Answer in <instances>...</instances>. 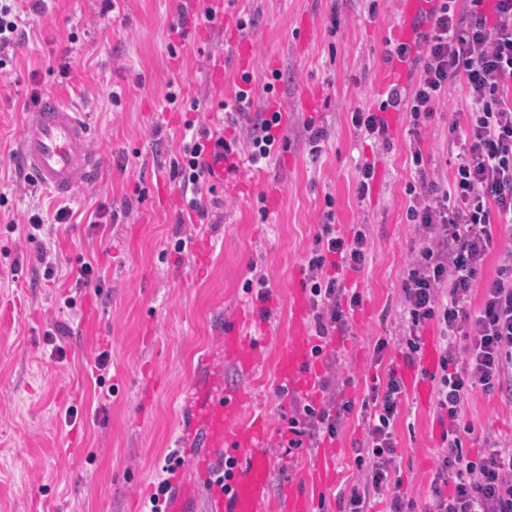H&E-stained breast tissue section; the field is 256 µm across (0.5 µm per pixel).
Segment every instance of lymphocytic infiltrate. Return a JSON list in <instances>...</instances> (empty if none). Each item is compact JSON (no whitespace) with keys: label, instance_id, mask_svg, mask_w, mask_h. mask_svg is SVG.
Masks as SVG:
<instances>
[{"label":"lymphocytic infiltrate","instance_id":"1","mask_svg":"<svg viewBox=\"0 0 512 512\" xmlns=\"http://www.w3.org/2000/svg\"><path fill=\"white\" fill-rule=\"evenodd\" d=\"M389 56L418 67L420 75L410 87L392 85L377 110L354 111L351 120L359 131L388 140L390 112L405 114L411 128H418L447 100L459 78L470 101L463 132L448 138L459 159L450 188L430 180L421 149L411 154L418 189L407 219L416 224L425 244L411 258L402 286L404 358L408 366L416 365L423 329L437 323L443 341L438 366L421 375L432 383L437 415L447 422L424 512H512V444L488 441L483 454L472 460L463 454L460 427L464 403L475 388L505 391L512 401V249L505 251L496 276L483 288L479 308L470 307L497 231L512 237V103L506 93L512 80V0H433L414 40L397 42ZM281 121V112H266L242 138L231 140L186 121L191 140L173 161L171 175L199 220L209 216L202 189L215 179L225 151L244 146L252 164L269 162L283 130ZM211 143L216 146L212 152L207 149ZM369 252L364 232L348 240L325 224L316 234L304 281L317 338L311 356L323 353V340L346 331L360 306L362 296L347 287L346 275L360 272ZM342 384L339 378L320 380L325 396L320 404L304 403L290 417L288 447H302L304 437L315 433L337 436L355 406ZM404 391L402 374L389 369L366 415L356 458L365 475L347 494V512H369L371 498L385 493L389 512H415L413 499L389 492Z\"/></svg>","mask_w":512,"mask_h":512}]
</instances>
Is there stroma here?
<instances>
[{
    "label": "stroma",
    "mask_w": 512,
    "mask_h": 512,
    "mask_svg": "<svg viewBox=\"0 0 512 512\" xmlns=\"http://www.w3.org/2000/svg\"><path fill=\"white\" fill-rule=\"evenodd\" d=\"M400 3L48 0L44 14L24 15L29 43L8 58L0 80V512H146L174 451L182 388L197 375L213 387L249 389L252 408L268 416L272 492L298 482L300 468L318 466L325 438L290 454L280 446L295 405L277 394V361L294 336L292 305L307 253L328 220L346 237L366 225L371 242L364 269L347 275L362 303L348 332L333 336V359L319 361L326 376L331 360L341 361L352 380L345 392L357 403L331 442L335 480L317 502V512H345L344 494L360 475L354 446L365 430L362 403L388 361L402 359V280L424 245L406 219L410 155L421 147L431 176L451 182L448 128L465 125L468 111L460 82L421 134L399 115L386 146L353 126L352 112L377 109L394 82L386 49L403 19ZM182 11L191 21L178 35L170 27ZM239 17L254 18V27L239 31ZM235 38L254 51L253 111L268 101L286 107L287 138L267 166L244 164L241 190L216 187L206 198L208 223L191 224L170 164L185 120L237 134L218 107L233 101L241 82L227 54ZM219 60L220 88L211 73ZM171 88L179 94L173 107L165 100ZM35 94L82 112L104 177L70 198L71 224L31 239L28 213L50 215L61 202L15 162ZM308 119L327 131L317 155L304 140ZM366 162L376 177L362 196L358 167ZM94 212L102 224L89 222ZM179 238L187 242L180 253ZM51 244L59 263L49 278L37 256ZM89 261L104 273L102 288L75 284ZM260 278L270 292L265 303L245 290ZM243 315L258 356L247 375L225 363L222 342ZM58 321L70 334L57 342ZM380 339L388 346L379 356ZM103 352L109 362L100 371ZM464 419L474 428L463 439L470 455L483 452L487 438L512 439V403L500 392L472 391ZM441 432L433 404L403 398L392 492L425 503Z\"/></svg>",
    "instance_id": "35a3bbf8"
}]
</instances>
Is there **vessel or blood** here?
<instances>
[{"label":"vessel or blood","mask_w":512,"mask_h":512,"mask_svg":"<svg viewBox=\"0 0 512 512\" xmlns=\"http://www.w3.org/2000/svg\"><path fill=\"white\" fill-rule=\"evenodd\" d=\"M18 158L41 186L63 198L96 183L102 172L83 117L51 95L28 113L19 133ZM309 343V336L296 331L279 355L278 379L289 394L310 396L315 391L318 368L306 363ZM224 356L245 373L257 365L249 337L235 330L224 339ZM250 400L241 386L212 391L188 385L175 456L192 464L208 488L199 500L170 480L165 512H314L318 491L333 476L332 462L305 474L304 487L292 485L272 495L268 421L264 413L248 412Z\"/></svg>","instance_id":"obj_1"}]
</instances>
